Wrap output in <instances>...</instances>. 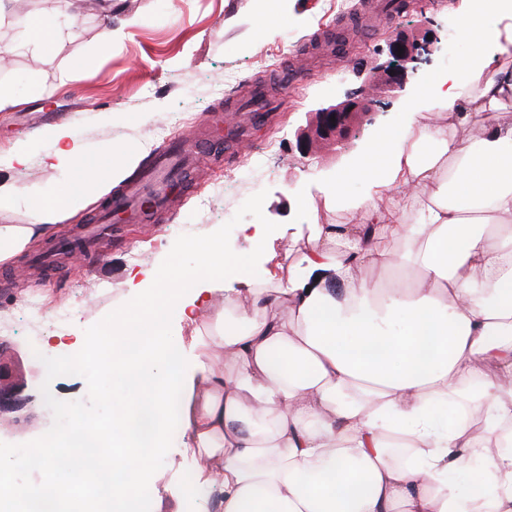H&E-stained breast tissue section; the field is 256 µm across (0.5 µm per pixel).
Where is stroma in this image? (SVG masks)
<instances>
[{
  "label": "stroma",
  "instance_id": "35a3bbf8",
  "mask_svg": "<svg viewBox=\"0 0 512 512\" xmlns=\"http://www.w3.org/2000/svg\"><path fill=\"white\" fill-rule=\"evenodd\" d=\"M403 7L380 31L351 48L341 63L304 76L293 88L274 87L270 118L249 123L246 136L214 148L201 164L195 184L150 229L132 226L117 239L103 241L95 251L68 259L61 270L45 274L31 250L8 266H0V356L12 366L9 379L26 398L29 417L0 429V464L13 482L37 481L33 470L11 468V461L33 444L63 436L73 415L108 417L110 408L98 393L108 383L95 368L60 369L71 358L74 337L101 336L114 312L134 300L124 281L130 267L158 266L169 274L191 268L194 255L188 240L220 231L224 256L253 254L255 246L241 232L244 225L269 223L276 231L270 243L298 264L304 243H292V225L353 224L351 206L366 196L362 178L344 182L338 201L322 191L339 173L357 166L369 147L384 135L401 138L410 112L435 97V81L459 66L471 45L458 41L446 53L449 34L458 32L461 13L472 0H402ZM342 0H97L78 19L76 38L54 52L36 57L26 44V20L50 14L55 0H13L0 19V53L11 66L1 79L23 98L13 112H0V148L30 138L42 129L41 117L55 114L93 145L143 142L145 159L173 139L209 127L224 131L234 120L227 109L248 84H262L298 61L314 33L334 26L343 15ZM112 28L111 48L99 49L104 28ZM405 32L430 41L432 52L407 64V89L398 96L372 94L370 114L351 133L345 148L317 140L302 141L324 103L343 100L365 85L369 75L389 58L392 34ZM86 56L89 68L71 69L73 57ZM23 192L48 195L58 190L65 172L40 162L9 172ZM42 302L46 320L33 323L25 304ZM70 307V327L58 328L49 313ZM62 336L66 347L37 358L32 336ZM188 436L168 432L164 452L148 470L156 497L142 512H174L184 474L195 461L187 452Z\"/></svg>",
  "mask_w": 512,
  "mask_h": 512
}]
</instances>
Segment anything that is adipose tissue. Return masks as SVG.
Listing matches in <instances>:
<instances>
[{"label": "adipose tissue", "instance_id": "ef3b65f1", "mask_svg": "<svg viewBox=\"0 0 512 512\" xmlns=\"http://www.w3.org/2000/svg\"><path fill=\"white\" fill-rule=\"evenodd\" d=\"M58 15L31 16V50L47 54L75 35L85 0H57ZM474 50L437 79L438 98L410 113L402 142L382 139L346 178L371 191L361 221L337 235L313 225L300 263L269 247L224 257L219 233L193 244L195 264L176 276L141 270L145 293L112 315L87 363L112 376V431L129 452L107 460L82 420L14 465L43 477L14 485L25 512H58L76 466L97 474L110 512L154 496L147 470L171 425L188 434L196 481L220 512H512V452L492 449L512 427V0H481L461 21ZM42 163L66 171L52 196L26 195L2 172L27 166L31 140L0 151V206L23 204L29 221L0 226L8 265L58 231L134 167L141 146L93 150L70 124L38 133ZM413 267V287L375 288L360 268ZM242 295L209 306L219 281ZM192 323L193 366L173 361L171 312ZM280 369H272L271 358ZM485 439L440 427L435 407L468 379ZM400 433L422 448L413 464L384 445Z\"/></svg>", "mask_w": 512, "mask_h": 512}]
</instances>
